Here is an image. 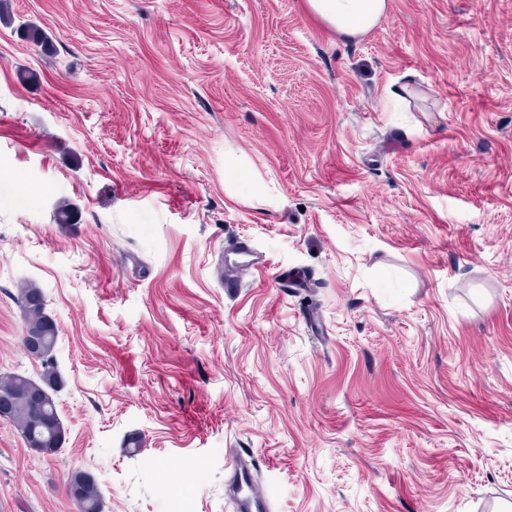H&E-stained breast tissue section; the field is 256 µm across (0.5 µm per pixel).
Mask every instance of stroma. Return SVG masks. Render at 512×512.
<instances>
[{
  "label": "stroma",
  "instance_id": "1",
  "mask_svg": "<svg viewBox=\"0 0 512 512\" xmlns=\"http://www.w3.org/2000/svg\"><path fill=\"white\" fill-rule=\"evenodd\" d=\"M10 3L0 376L37 286L65 439L0 420V512H233L239 455L272 512L512 504V0ZM307 9L345 40L375 28L387 15L389 0H306ZM82 470L71 472L68 486L69 496L76 505L77 512H102V498L99 487L92 476H85Z\"/></svg>",
  "mask_w": 512,
  "mask_h": 512
}]
</instances>
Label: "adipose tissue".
<instances>
[{
  "mask_svg": "<svg viewBox=\"0 0 512 512\" xmlns=\"http://www.w3.org/2000/svg\"><path fill=\"white\" fill-rule=\"evenodd\" d=\"M306 7L340 38L353 40L386 17L390 0H306Z\"/></svg>",
  "mask_w": 512,
  "mask_h": 512,
  "instance_id": "obj_1",
  "label": "adipose tissue"
}]
</instances>
